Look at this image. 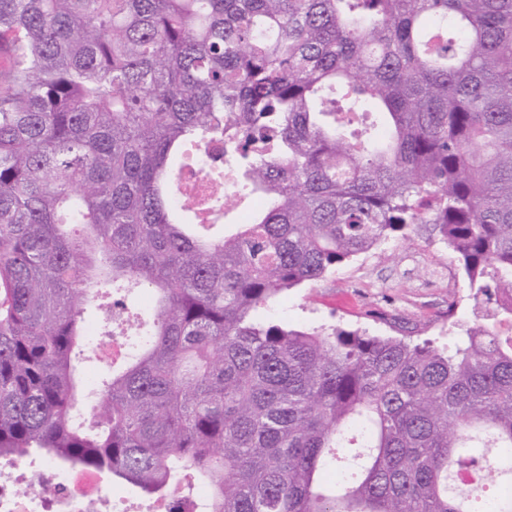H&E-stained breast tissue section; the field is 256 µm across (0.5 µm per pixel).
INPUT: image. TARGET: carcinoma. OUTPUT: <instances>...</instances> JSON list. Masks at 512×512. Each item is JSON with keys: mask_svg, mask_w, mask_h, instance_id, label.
Masks as SVG:
<instances>
[{"mask_svg": "<svg viewBox=\"0 0 512 512\" xmlns=\"http://www.w3.org/2000/svg\"><path fill=\"white\" fill-rule=\"evenodd\" d=\"M2 48L0 461L208 512H512L455 480L512 460V336L256 318L419 224L512 316V0H0ZM91 306L127 354L87 386ZM208 186V176L204 170L186 169L179 177V190L188 195L206 190Z\"/></svg>", "mask_w": 512, "mask_h": 512, "instance_id": "cac0c4a2", "label": "carcinoma"}]
</instances>
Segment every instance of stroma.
<instances>
[{"instance_id":"1","label":"stroma","mask_w":512,"mask_h":512,"mask_svg":"<svg viewBox=\"0 0 512 512\" xmlns=\"http://www.w3.org/2000/svg\"><path fill=\"white\" fill-rule=\"evenodd\" d=\"M263 315L300 328L336 325L372 335L431 338L440 346L473 326L512 335V319L475 308L463 270L429 224L362 254L322 281L291 290Z\"/></svg>"}]
</instances>
